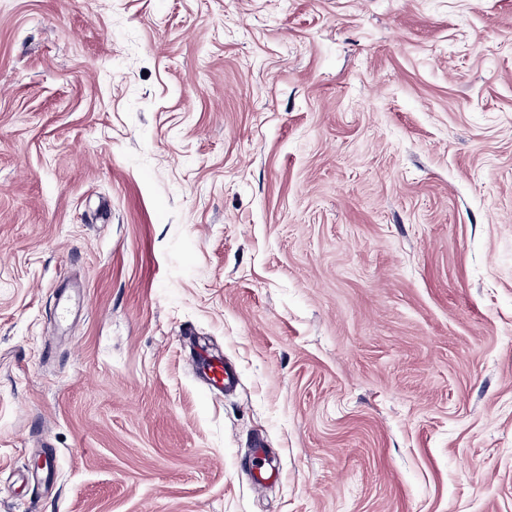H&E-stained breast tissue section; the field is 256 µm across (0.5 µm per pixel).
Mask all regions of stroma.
Listing matches in <instances>:
<instances>
[{"label": "stroma", "instance_id": "1", "mask_svg": "<svg viewBox=\"0 0 512 512\" xmlns=\"http://www.w3.org/2000/svg\"><path fill=\"white\" fill-rule=\"evenodd\" d=\"M0 512H512V0H0ZM202 377L205 379L207 385L215 390L214 392L221 393L233 389L238 385V376L234 371L224 365L220 358L209 362L204 370L201 372Z\"/></svg>", "mask_w": 512, "mask_h": 512}]
</instances>
